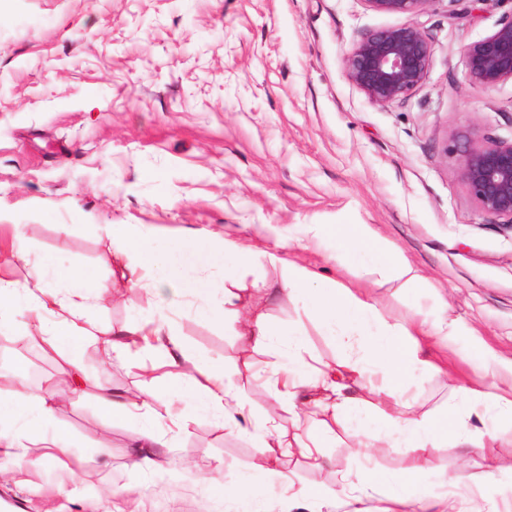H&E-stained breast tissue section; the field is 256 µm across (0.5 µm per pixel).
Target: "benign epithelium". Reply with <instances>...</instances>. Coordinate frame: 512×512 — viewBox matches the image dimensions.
Wrapping results in <instances>:
<instances>
[{
  "mask_svg": "<svg viewBox=\"0 0 512 512\" xmlns=\"http://www.w3.org/2000/svg\"><path fill=\"white\" fill-rule=\"evenodd\" d=\"M377 13L416 15L437 0H364ZM470 81L485 90L512 81V18L462 50ZM430 42L414 24L363 33L344 58L349 80L367 98L388 105L409 97L425 81ZM449 153L477 207L512 230V139L457 133Z\"/></svg>",
  "mask_w": 512,
  "mask_h": 512,
  "instance_id": "1",
  "label": "benign epithelium"
}]
</instances>
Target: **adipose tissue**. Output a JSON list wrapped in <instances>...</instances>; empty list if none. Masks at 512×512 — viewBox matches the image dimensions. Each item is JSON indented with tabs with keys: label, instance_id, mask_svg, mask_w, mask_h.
Listing matches in <instances>:
<instances>
[{
	"label": "adipose tissue",
	"instance_id": "ef3b65f1",
	"mask_svg": "<svg viewBox=\"0 0 512 512\" xmlns=\"http://www.w3.org/2000/svg\"><path fill=\"white\" fill-rule=\"evenodd\" d=\"M105 230L112 236L114 264L128 282L130 295L152 294L158 312L105 338L91 313L108 289L94 270L62 271L47 255L30 282L0 276V334L13 331L14 310L26 303L35 328L30 341L62 361L56 378L37 389L24 386V365L12 370L11 391L0 393V467L29 470L70 459L72 437L55 420L58 387L64 384L72 395L94 396L101 410L100 432L140 422L129 455L143 470L159 467V449L168 447L170 439L200 414L214 419L225 434L250 433L258 455L274 473H279L287 455L319 465L322 441L340 428L351 431L357 454L387 442L401 449L403 465L390 475L389 490L377 512H399L404 485L415 477H432L430 457L435 448L453 438L485 452L495 439V422L512 423V356L499 354L476 335H464L459 322L418 312L399 318L385 315L368 289L319 281L307 267L266 253L269 265L280 271L277 286L266 289V296L281 293L300 302L304 314L316 319L344 352L336 364L318 365L305 348L301 323L276 324L258 312L240 317L238 290L253 272L249 249L213 234L188 232L165 240L141 224H109ZM307 234L313 240H335L337 255L363 275L377 274L406 288L423 285L409 262L390 251L370 225L311 224ZM215 264L220 267L217 282L206 274ZM185 298L194 302L197 316L211 323H238L239 336L252 347H273L260 370L279 407L288 413L287 425L248 422L246 390L232 382L223 364L201 362L184 347L170 323ZM134 339L145 354H162L167 365L178 368L174 382L148 394L120 391L87 373L77 359L78 351L97 345L105 362H112L125 356ZM462 339L468 344V357L491 364V373L462 385L445 416L412 412L411 387L423 376L442 372L427 355L426 345L435 340L449 347ZM157 401L162 411H155ZM474 420L481 422V429L471 430ZM207 482L223 490L239 512H255L256 505L275 492L255 475L227 486L216 470Z\"/></svg>",
	"mask_w": 512,
	"mask_h": 512
}]
</instances>
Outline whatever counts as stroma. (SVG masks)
Listing matches in <instances>:
<instances>
[{"label": "stroma", "mask_w": 512, "mask_h": 512, "mask_svg": "<svg viewBox=\"0 0 512 512\" xmlns=\"http://www.w3.org/2000/svg\"><path fill=\"white\" fill-rule=\"evenodd\" d=\"M512 15V0H437L413 16L432 45L424 83L406 100L373 104L349 80L344 57L368 30L404 24L364 0H0V218L23 225L28 263L0 260V275L27 282L46 253L60 267L93 266L114 292L94 314L102 330L144 319L157 303L123 299L112 276L108 224H145L156 234L212 231L242 246L296 242L310 224H368L427 279V300L399 282L370 285L394 317L415 307L463 320L490 346L512 352V230L490 220L461 182L445 147L461 130L512 137V81L473 86L462 49ZM284 258L324 280L357 284L326 239L288 248ZM274 323L303 322L305 344L321 362L342 356L336 341L288 297L259 305ZM8 335L13 360L31 386L56 373L58 359L30 353L26 310ZM182 341L228 375L253 401L251 414L288 415L274 404L252 351L235 326L182 308ZM83 366L116 388L139 386L140 366L157 385L176 373L131 347L126 362L101 368L95 347ZM445 373L415 385L417 413L445 415L462 380L484 365L443 353ZM55 418L74 444V469L45 467L0 480V512H237L202 479L221 470L225 484L259 473L253 441L228 435L206 416L175 438L161 468L130 464L126 444L138 423L98 432L88 398L63 396ZM338 432L325 461L309 468L287 458L296 486L336 494V474L398 470V449L352 454ZM496 475L480 490L512 512V427L493 444ZM484 457L455 444L436 449L433 476L407 493L444 496L482 471Z\"/></svg>", "instance_id": "stroma-1"}]
</instances>
